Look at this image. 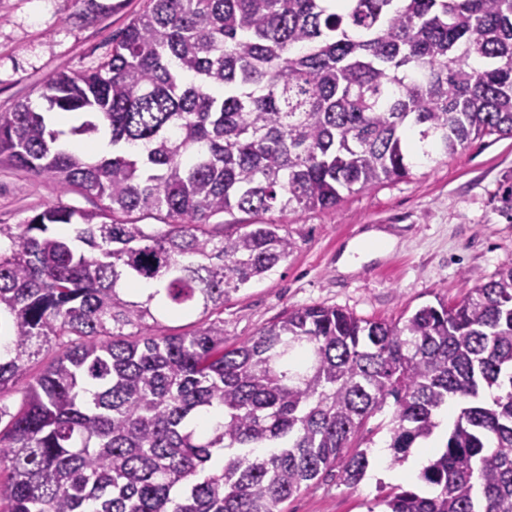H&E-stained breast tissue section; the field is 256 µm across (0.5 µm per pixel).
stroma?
<instances>
[{"mask_svg": "<svg viewBox=\"0 0 512 512\" xmlns=\"http://www.w3.org/2000/svg\"><path fill=\"white\" fill-rule=\"evenodd\" d=\"M149 0H0V112L39 103L47 78L97 67L112 40ZM96 210L98 199L0 161V224H20L51 202ZM292 243L288 259L224 303V341L240 344L288 310L319 304L363 319L395 321L421 306L460 302L512 265V136L486 135L406 179L346 196L333 209L280 216ZM396 238L368 252L365 233ZM386 403L350 442L370 448L356 487L337 473L291 497L285 512H367L399 480L382 460Z\"/></svg>", "mask_w": 512, "mask_h": 512, "instance_id": "obj_1", "label": "stroma"}]
</instances>
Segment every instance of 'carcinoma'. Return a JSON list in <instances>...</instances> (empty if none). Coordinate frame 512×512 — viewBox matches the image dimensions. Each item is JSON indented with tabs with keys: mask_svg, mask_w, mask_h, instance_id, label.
Instances as JSON below:
<instances>
[{
	"mask_svg": "<svg viewBox=\"0 0 512 512\" xmlns=\"http://www.w3.org/2000/svg\"><path fill=\"white\" fill-rule=\"evenodd\" d=\"M151 2L96 68L0 112V159L104 201L0 224V401L54 350L0 404V512H283L335 467L362 480L349 442L390 397L394 465L459 412L419 476L434 493L367 512H512V266L403 321L310 305L226 347L213 318L288 259L264 215L512 135V0Z\"/></svg>",
	"mask_w": 512,
	"mask_h": 512,
	"instance_id": "cac0c4a2",
	"label": "carcinoma"
}]
</instances>
